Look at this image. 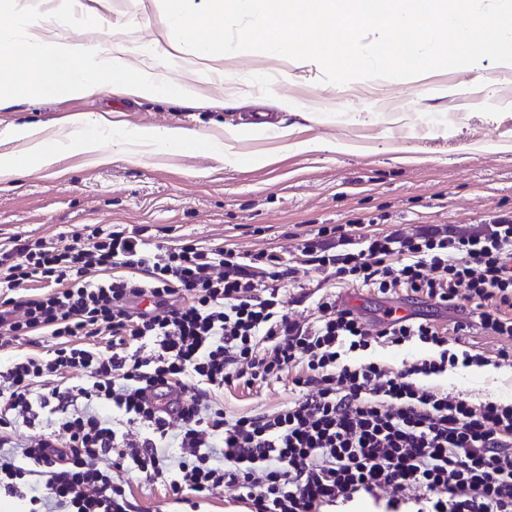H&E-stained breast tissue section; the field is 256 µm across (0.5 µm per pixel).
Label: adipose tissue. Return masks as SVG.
<instances>
[{"label":"adipose tissue","instance_id":"ef3b65f1","mask_svg":"<svg viewBox=\"0 0 512 512\" xmlns=\"http://www.w3.org/2000/svg\"><path fill=\"white\" fill-rule=\"evenodd\" d=\"M100 124L99 118L88 114L74 117L69 126L77 133L78 138L70 146L60 139L43 137L40 130L32 127L22 125L12 128L13 137L23 141L24 146L0 155V178L7 179L34 170L53 168L70 150L95 161L103 159L101 140L94 133ZM133 143L150 147L156 153H182L201 146L199 137L183 128H151L140 130L130 137L113 138L112 152L116 155H128V147Z\"/></svg>","mask_w":512,"mask_h":512}]
</instances>
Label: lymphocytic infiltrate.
I'll use <instances>...</instances> for the list:
<instances>
[{
	"label": "lymphocytic infiltrate",
	"instance_id": "lymphocytic-infiltrate-1",
	"mask_svg": "<svg viewBox=\"0 0 512 512\" xmlns=\"http://www.w3.org/2000/svg\"><path fill=\"white\" fill-rule=\"evenodd\" d=\"M304 253L381 294L405 287L439 304L467 301L482 330L512 336V219L458 236L366 234L342 254L309 241ZM257 263L270 287L257 286ZM114 268L147 277L95 279ZM293 273L272 254L246 263L231 249L149 243L124 228L1 249L0 338L46 330L60 344L50 359L0 366V496L26 501L27 512L50 502L58 512H133L120 474L134 470L169 477L176 502L224 487L250 512H349L361 500L380 512H512V402L428 383L485 357L450 351L428 321L394 317L371 331L330 296L314 325H301L276 286ZM34 279L49 292L24 293ZM182 292L190 303H174ZM101 335L112 339L104 350L71 343ZM378 337L439 352L397 372L349 362ZM65 369L81 370L77 383L36 390V378ZM291 370L301 395L276 412L229 418L214 400ZM102 405L134 432H118ZM38 419L48 432L16 439Z\"/></svg>",
	"mask_w": 512,
	"mask_h": 512
}]
</instances>
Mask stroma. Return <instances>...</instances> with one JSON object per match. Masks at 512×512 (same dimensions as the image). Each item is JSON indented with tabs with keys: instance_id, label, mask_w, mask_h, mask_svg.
I'll return each mask as SVG.
<instances>
[{
	"instance_id": "obj_1",
	"label": "stroma",
	"mask_w": 512,
	"mask_h": 512,
	"mask_svg": "<svg viewBox=\"0 0 512 512\" xmlns=\"http://www.w3.org/2000/svg\"><path fill=\"white\" fill-rule=\"evenodd\" d=\"M103 22L96 29H69L68 40L106 46L113 36L134 45L172 41L161 0H81ZM191 76L196 106L161 97L95 92L55 100L0 102V153L18 149L6 133L34 125L54 137L76 114L102 115L103 143L112 131L183 127L201 138L225 142L223 157L199 149L183 154L117 155L98 164L73 154L55 169L0 180V246L12 238L57 241L86 226L121 225L149 238L193 240L240 254L266 252L296 266L282 281L290 314L317 316L323 294L360 297V314L374 321L384 305L454 328L463 307L440 306L402 288L382 295L307 269L301 247L311 232L353 221H373L375 232L415 233L444 228L473 233L491 220L512 217V63L481 61L408 79L322 80L319 65L265 53H236ZM268 112L288 139L249 125ZM241 129L226 141L228 128ZM313 142L310 151L293 143ZM265 163H245L246 155ZM483 354L484 366L451 369L434 385L471 397L512 399V366L499 360L512 337L470 326L460 342ZM290 373L218 394L227 416L273 412L299 396ZM134 512H243L228 489L202 500L198 509L175 502L161 482L130 472Z\"/></svg>"
}]
</instances>
